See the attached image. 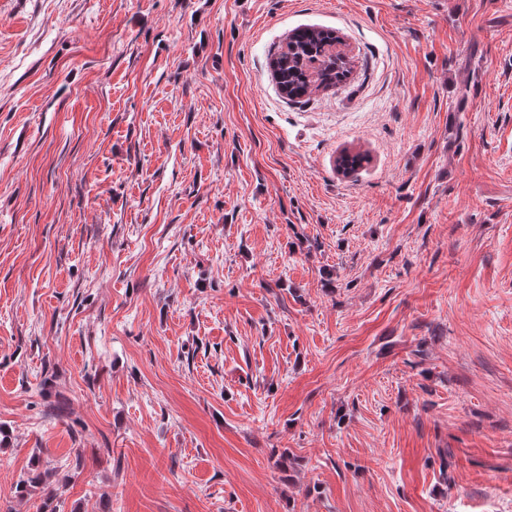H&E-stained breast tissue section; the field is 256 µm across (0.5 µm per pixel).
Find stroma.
<instances>
[{
	"label": "stroma",
	"mask_w": 512,
	"mask_h": 512,
	"mask_svg": "<svg viewBox=\"0 0 512 512\" xmlns=\"http://www.w3.org/2000/svg\"><path fill=\"white\" fill-rule=\"evenodd\" d=\"M0 430V512H512V0H0ZM342 42L332 29L304 28L291 33L269 61L282 96L298 103L346 83L355 64L352 56L337 48Z\"/></svg>",
	"instance_id": "1"
}]
</instances>
